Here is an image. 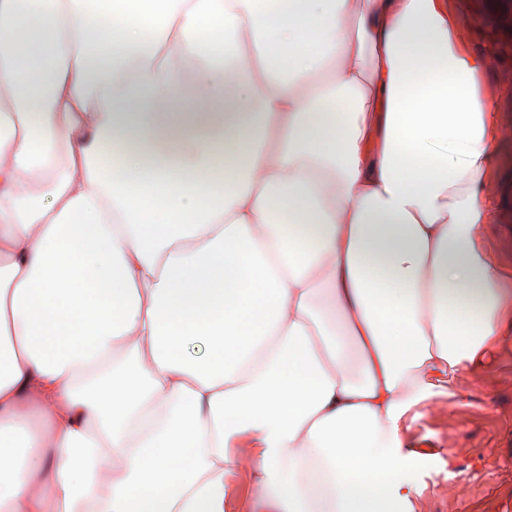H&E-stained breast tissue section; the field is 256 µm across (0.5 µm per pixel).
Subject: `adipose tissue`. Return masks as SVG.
<instances>
[{
  "mask_svg": "<svg viewBox=\"0 0 512 512\" xmlns=\"http://www.w3.org/2000/svg\"><path fill=\"white\" fill-rule=\"evenodd\" d=\"M348 8L0 0V512L413 496L406 415L512 343L495 121L444 0Z\"/></svg>",
  "mask_w": 512,
  "mask_h": 512,
  "instance_id": "1",
  "label": "adipose tissue"
}]
</instances>
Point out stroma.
Listing matches in <instances>:
<instances>
[{"label": "stroma", "instance_id": "35a3bbf8", "mask_svg": "<svg viewBox=\"0 0 512 512\" xmlns=\"http://www.w3.org/2000/svg\"><path fill=\"white\" fill-rule=\"evenodd\" d=\"M463 50L490 63L480 93L512 127V0H446ZM486 192L487 250L512 265V139L495 138ZM402 438L421 486L412 512H512V345L459 373L450 393L414 408Z\"/></svg>", "mask_w": 512, "mask_h": 512}]
</instances>
